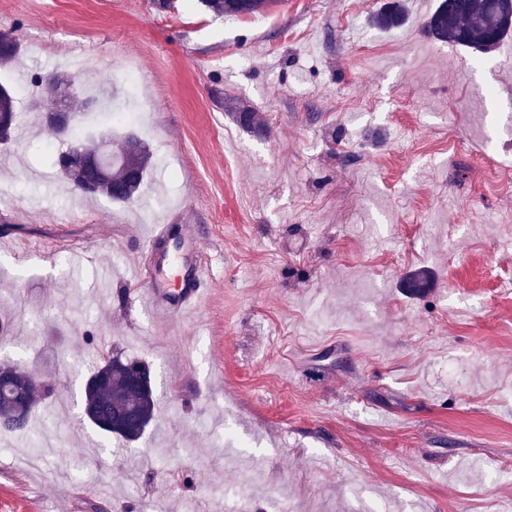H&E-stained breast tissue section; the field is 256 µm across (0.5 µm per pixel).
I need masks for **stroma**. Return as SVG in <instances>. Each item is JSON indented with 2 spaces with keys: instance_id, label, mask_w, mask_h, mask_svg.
I'll use <instances>...</instances> for the list:
<instances>
[{
  "instance_id": "obj_1",
  "label": "stroma",
  "mask_w": 512,
  "mask_h": 512,
  "mask_svg": "<svg viewBox=\"0 0 512 512\" xmlns=\"http://www.w3.org/2000/svg\"><path fill=\"white\" fill-rule=\"evenodd\" d=\"M276 0L224 17L199 0H0L18 55L0 82L73 57L140 124L148 187L129 204L79 191L66 144L19 97L29 134L0 151V362L54 380L66 408L0 457V512H506L512 504V77L471 67L424 23L440 0ZM261 127H240L238 105ZM457 129L449 143V129ZM189 224L210 260L201 309L176 327L134 300L139 237ZM89 255L80 250L87 243ZM428 270L432 284L404 283ZM154 373L157 410L127 446L82 418L99 340ZM84 480H76V472ZM402 0H391L386 3L374 17V23L382 30L388 31L399 28L404 21V6Z\"/></svg>"
}]
</instances>
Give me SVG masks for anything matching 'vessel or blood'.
<instances>
[{
    "label": "vessel or blood",
    "instance_id": "vessel-or-blood-1",
    "mask_svg": "<svg viewBox=\"0 0 512 512\" xmlns=\"http://www.w3.org/2000/svg\"><path fill=\"white\" fill-rule=\"evenodd\" d=\"M146 251L156 261L146 271L139 300L150 308L178 322L197 308L210 274V264L188 224H157L143 236Z\"/></svg>",
    "mask_w": 512,
    "mask_h": 512
}]
</instances>
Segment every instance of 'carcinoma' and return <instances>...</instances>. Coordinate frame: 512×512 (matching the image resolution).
<instances>
[{
	"label": "carcinoma",
	"mask_w": 512,
	"mask_h": 512,
	"mask_svg": "<svg viewBox=\"0 0 512 512\" xmlns=\"http://www.w3.org/2000/svg\"><path fill=\"white\" fill-rule=\"evenodd\" d=\"M512 0H441L428 17L431 36L444 43L489 54L497 49L505 36L512 33V22L505 19L506 2ZM274 0H201L207 10L224 16L259 14ZM402 0H390L374 17L382 30L399 28L404 21ZM18 43L0 33V64L8 63L17 54ZM49 102L65 101L68 106L78 102L66 82L58 79L48 86ZM83 118H77L72 142L79 153L72 163L70 182L75 187L87 181L85 160L104 159L109 176L92 182L90 195H99L116 203H128L146 182L152 155L137 136L124 138L117 151L101 150L100 142L84 138ZM17 130V97L15 90L0 83V145L14 141ZM111 349L97 351L100 364L83 386L82 412L87 422L131 445L140 440L154 421L156 395L150 369H145L139 383L130 380L129 362L110 356ZM54 394L53 385L42 379L32 382L30 375L9 362L0 363V428L22 433L29 417L42 398Z\"/></svg>",
	"instance_id": "carcinoma-1"
}]
</instances>
